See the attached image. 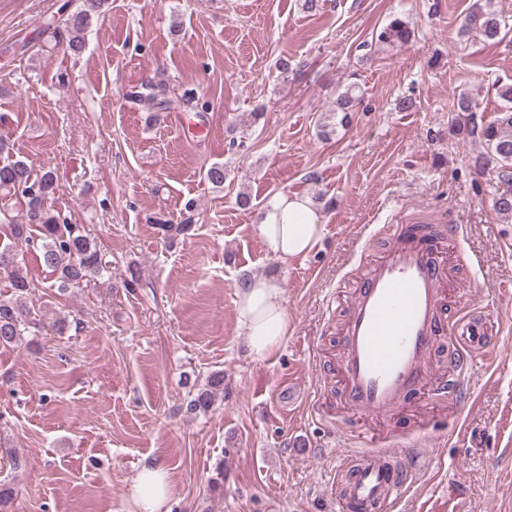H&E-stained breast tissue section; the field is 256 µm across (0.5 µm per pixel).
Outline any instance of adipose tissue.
Listing matches in <instances>:
<instances>
[{"label":"adipose tissue","instance_id":"1","mask_svg":"<svg viewBox=\"0 0 512 512\" xmlns=\"http://www.w3.org/2000/svg\"><path fill=\"white\" fill-rule=\"evenodd\" d=\"M257 229L267 251L284 264L309 254L324 233L311 200L285 192L267 200ZM281 294L279 281L272 277L248 278L239 290V322L255 358L268 356L288 334V313ZM131 487L134 512H169L173 484L164 462L153 461L137 469Z\"/></svg>","mask_w":512,"mask_h":512}]
</instances>
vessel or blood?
<instances>
[{
  "label": "vessel or blood",
  "mask_w": 512,
  "mask_h": 512,
  "mask_svg": "<svg viewBox=\"0 0 512 512\" xmlns=\"http://www.w3.org/2000/svg\"><path fill=\"white\" fill-rule=\"evenodd\" d=\"M388 234L390 245L366 261L364 278L345 304L340 356L349 405L375 415L405 404L421 386L435 336L447 334L460 352L448 382L451 396L465 389L475 361L492 351L487 314L456 318L443 311L449 272L439 259L437 238L414 224L390 225ZM421 463L419 455L390 448L348 455L332 481L339 512H392Z\"/></svg>",
  "instance_id": "b4317fda"
}]
</instances>
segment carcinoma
<instances>
[{
  "instance_id": "1",
  "label": "carcinoma",
  "mask_w": 512,
  "mask_h": 512,
  "mask_svg": "<svg viewBox=\"0 0 512 512\" xmlns=\"http://www.w3.org/2000/svg\"><path fill=\"white\" fill-rule=\"evenodd\" d=\"M106 0H66L45 24L52 30L54 45L79 53L84 47V34L91 18L102 12ZM478 33L488 40L497 39L502 32L501 21L490 8V0H473L465 14L460 33ZM413 31L402 19L396 17L376 35L382 44L403 46L411 42ZM150 100L153 108L163 112L168 108V87L164 83L150 85ZM498 94L507 105L496 119L485 121L478 111L475 100L467 93L454 96L451 111L463 120L458 131L485 144L490 156L483 167L495 163L496 177L506 189L494 194L493 207L498 215L512 219V83L498 87ZM361 102L358 86L350 84L336 99V111L348 117ZM0 221L11 227L13 243L0 247V273L10 279L15 297L0 296V345H11L21 341L22 336L36 328L30 312L20 302V297L30 288L27 276L17 261V244L38 248L45 265L57 274V289L60 292L88 282L104 269L103 255L94 243L76 224H70L60 212L46 206V200L59 190L56 174L44 170L33 174L28 165L20 160L0 162ZM26 200V209L21 219H16L8 206L12 197ZM219 392H224V373H211L204 386L193 394L188 403L192 411L208 410Z\"/></svg>"
}]
</instances>
